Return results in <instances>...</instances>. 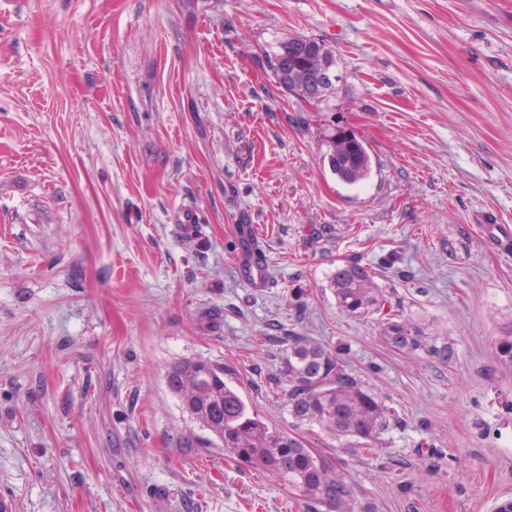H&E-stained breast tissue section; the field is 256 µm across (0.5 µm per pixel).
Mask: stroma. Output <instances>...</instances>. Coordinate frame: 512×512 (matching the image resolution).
Listing matches in <instances>:
<instances>
[{
    "instance_id": "obj_1",
    "label": "stroma",
    "mask_w": 512,
    "mask_h": 512,
    "mask_svg": "<svg viewBox=\"0 0 512 512\" xmlns=\"http://www.w3.org/2000/svg\"><path fill=\"white\" fill-rule=\"evenodd\" d=\"M305 36L339 79L300 112L267 61ZM365 138L334 176L326 135ZM198 218L184 235L183 210ZM252 225L272 286L237 270ZM512 0H0V512H304L222 452L169 391L220 365L270 423L295 331L340 352L399 422L335 449L374 512L512 498ZM356 262L386 302L352 318ZM410 317L427 346L387 345ZM330 170L340 181L354 185L368 177L371 157L365 140L355 132L338 129L326 135ZM328 286L340 311L349 316L373 315L384 305L373 273L357 263L338 267Z\"/></svg>"
}]
</instances>
